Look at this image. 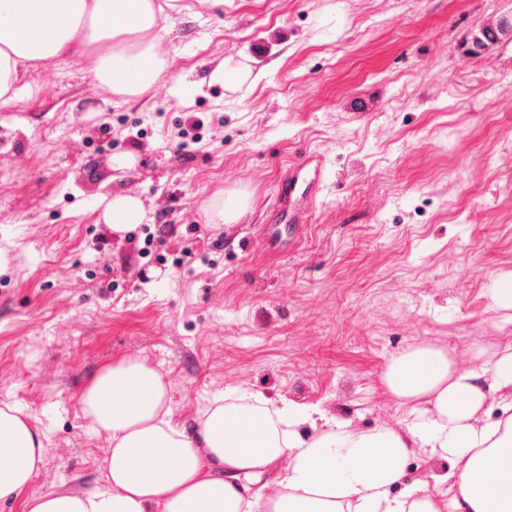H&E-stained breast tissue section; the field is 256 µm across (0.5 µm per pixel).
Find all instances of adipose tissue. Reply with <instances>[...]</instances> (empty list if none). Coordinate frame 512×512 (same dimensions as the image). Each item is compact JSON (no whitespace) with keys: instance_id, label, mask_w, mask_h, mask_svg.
<instances>
[{"instance_id":"adipose-tissue-1","label":"adipose tissue","mask_w":512,"mask_h":512,"mask_svg":"<svg viewBox=\"0 0 512 512\" xmlns=\"http://www.w3.org/2000/svg\"><path fill=\"white\" fill-rule=\"evenodd\" d=\"M154 0H0V99L16 100L29 68L96 52L92 72L120 96L152 91L168 69L140 35L157 29ZM132 194L112 197L113 231L141 224ZM480 370L446 350L411 346L382 381L402 405L404 428L363 429L314 404H271L229 388L192 425L177 422L162 373L146 360L103 368L80 396L112 448L103 487L82 494L27 495L40 470L43 435L16 405L0 407V500L24 512H512V345L479 350ZM498 419H491L493 409ZM447 459V473L407 482L410 457Z\"/></svg>"}]
</instances>
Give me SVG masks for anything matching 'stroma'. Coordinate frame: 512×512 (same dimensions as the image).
Returning a JSON list of instances; mask_svg holds the SVG:
<instances>
[{
  "label": "stroma",
  "mask_w": 512,
  "mask_h": 512,
  "mask_svg": "<svg viewBox=\"0 0 512 512\" xmlns=\"http://www.w3.org/2000/svg\"><path fill=\"white\" fill-rule=\"evenodd\" d=\"M177 2L163 98L63 58L0 102V404L45 434L31 495L102 486L80 395L123 358L166 374L182 423L239 387L398 429L392 356L428 342L476 369L512 344L487 296L512 272V38L465 47L512 0ZM299 164L324 186L271 253L257 232ZM127 193L147 216L125 236L102 202ZM232 195L237 223L210 222Z\"/></svg>",
  "instance_id": "stroma-1"
}]
</instances>
